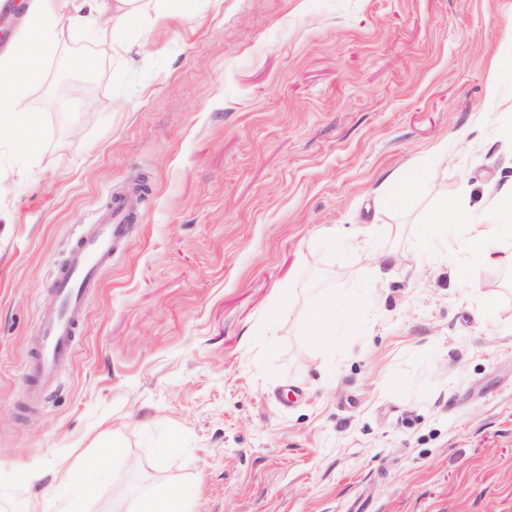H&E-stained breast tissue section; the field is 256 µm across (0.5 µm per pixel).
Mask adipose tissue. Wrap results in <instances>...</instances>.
<instances>
[{
    "mask_svg": "<svg viewBox=\"0 0 512 512\" xmlns=\"http://www.w3.org/2000/svg\"><path fill=\"white\" fill-rule=\"evenodd\" d=\"M26 17L23 35L7 56H0V112L13 113V137L30 149L41 141L40 122L24 107L22 96L28 86L40 79L46 54L65 31L75 28L91 29L104 41L125 40L129 32L138 28L142 9L139 0H95L94 7L88 9L80 4L67 5L64 0H30ZM490 203L498 212L510 216V223H477L467 200L462 199L432 210L422 234L431 240L444 237L446 220H453L467 233L462 247L471 257L483 263L512 265V252L496 255L486 247L490 239L512 236V187L500 190ZM348 309L349 301L342 296L329 297L314 308L312 336L318 346H327ZM197 494L194 486L168 487L140 497L136 512H189Z\"/></svg>",
    "mask_w": 512,
    "mask_h": 512,
    "instance_id": "1",
    "label": "adipose tissue"
}]
</instances>
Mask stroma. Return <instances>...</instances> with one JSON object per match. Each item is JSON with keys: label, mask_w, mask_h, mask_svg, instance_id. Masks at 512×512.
<instances>
[{"label": "stroma", "mask_w": 512, "mask_h": 512, "mask_svg": "<svg viewBox=\"0 0 512 512\" xmlns=\"http://www.w3.org/2000/svg\"><path fill=\"white\" fill-rule=\"evenodd\" d=\"M139 49L65 32L0 112V512L96 461L88 512H512V268L420 235L512 184V0H199ZM96 45L94 111L57 99ZM447 154L404 203L394 186ZM137 219L45 397L26 362L72 238ZM354 299L330 350L308 317ZM448 218V201L440 207L432 210L427 219L428 224L422 226V235L427 239H438L445 235V226ZM198 488L177 485L164 488L139 498L136 512H189L190 505L197 497Z\"/></svg>", "instance_id": "1"}]
</instances>
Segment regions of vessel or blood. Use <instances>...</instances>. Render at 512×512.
Masks as SVG:
<instances>
[{"label": "vessel or blood", "mask_w": 512, "mask_h": 512, "mask_svg": "<svg viewBox=\"0 0 512 512\" xmlns=\"http://www.w3.org/2000/svg\"><path fill=\"white\" fill-rule=\"evenodd\" d=\"M131 222L125 201L114 198L73 244L52 283L56 304L41 318L37 346L29 359L30 401L39 400L60 367L71 360L76 329L86 313L89 296L99 288L100 273L124 241Z\"/></svg>", "instance_id": "1"}]
</instances>
